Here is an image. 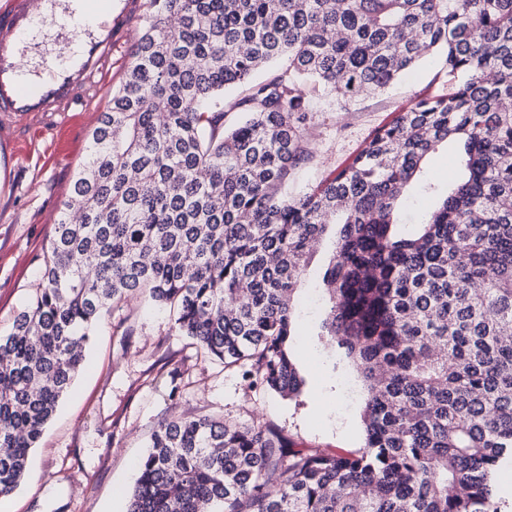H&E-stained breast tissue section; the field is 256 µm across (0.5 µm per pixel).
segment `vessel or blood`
I'll return each instance as SVG.
<instances>
[{"label":"vessel or blood","mask_w":512,"mask_h":512,"mask_svg":"<svg viewBox=\"0 0 512 512\" xmlns=\"http://www.w3.org/2000/svg\"><path fill=\"white\" fill-rule=\"evenodd\" d=\"M58 0H44L34 12L32 0H0V113L71 112L90 106L100 92L99 78L112 64L120 36L118 20L131 19L135 0H79L77 10L56 11ZM50 28L63 30L46 74L26 79L23 47Z\"/></svg>","instance_id":"b4317fda"}]
</instances>
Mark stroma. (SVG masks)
<instances>
[{
    "label": "stroma",
    "mask_w": 512,
    "mask_h": 512,
    "mask_svg": "<svg viewBox=\"0 0 512 512\" xmlns=\"http://www.w3.org/2000/svg\"><path fill=\"white\" fill-rule=\"evenodd\" d=\"M140 30V22H133L114 44L112 66L100 78L102 102H109L130 66ZM452 90L442 58L433 56L387 91L345 111L323 90L309 91L304 136L314 157L290 177L289 194H301L344 167L396 112ZM97 119L94 111L0 119L1 335L36 295L41 259ZM333 253L331 239H324L299 284V335L292 350L306 380L301 397L248 388L236 369L179 335L169 310L141 298L118 304L33 448L23 482L0 498V512H126L138 460L157 426L176 415L271 423L299 448L361 447V383L317 336L322 312L316 288Z\"/></svg>",
    "instance_id": "1"
}]
</instances>
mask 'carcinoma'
Instances as JSON below:
<instances>
[{"instance_id":"1","label":"carcinoma","mask_w":512,"mask_h":512,"mask_svg":"<svg viewBox=\"0 0 512 512\" xmlns=\"http://www.w3.org/2000/svg\"><path fill=\"white\" fill-rule=\"evenodd\" d=\"M132 63L62 202L33 301L0 336V497L113 305L147 296L252 389L299 397L291 344L314 244L322 342L358 372L364 444L295 448L271 425L162 422L126 512H501L512 459V0H150ZM180 24L178 36L169 21ZM432 54L417 100L315 188L307 85L343 107ZM232 113L245 120H229ZM462 175L415 228L397 204L442 143ZM496 500L502 512H512V464L504 462L493 478Z\"/></svg>"}]
</instances>
